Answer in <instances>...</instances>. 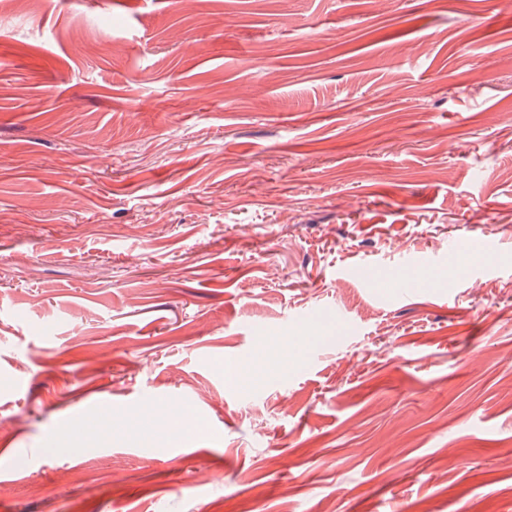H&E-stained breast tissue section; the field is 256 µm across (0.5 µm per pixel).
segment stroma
Listing matches in <instances>:
<instances>
[{"instance_id":"stroma-1","label":"stroma","mask_w":512,"mask_h":512,"mask_svg":"<svg viewBox=\"0 0 512 512\" xmlns=\"http://www.w3.org/2000/svg\"><path fill=\"white\" fill-rule=\"evenodd\" d=\"M10 375L0 512H512L499 0H0Z\"/></svg>"}]
</instances>
